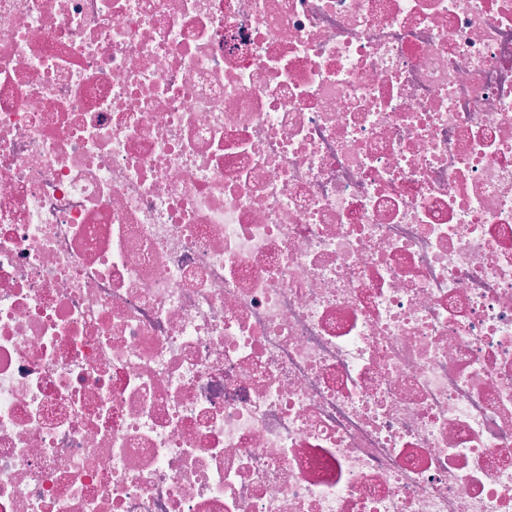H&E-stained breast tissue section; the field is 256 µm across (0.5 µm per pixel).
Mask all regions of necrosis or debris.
<instances>
[{"instance_id":"4bbe7bcc","label":"necrosis or debris","mask_w":512,"mask_h":512,"mask_svg":"<svg viewBox=\"0 0 512 512\" xmlns=\"http://www.w3.org/2000/svg\"><path fill=\"white\" fill-rule=\"evenodd\" d=\"M0 512H512V0H0Z\"/></svg>"}]
</instances>
